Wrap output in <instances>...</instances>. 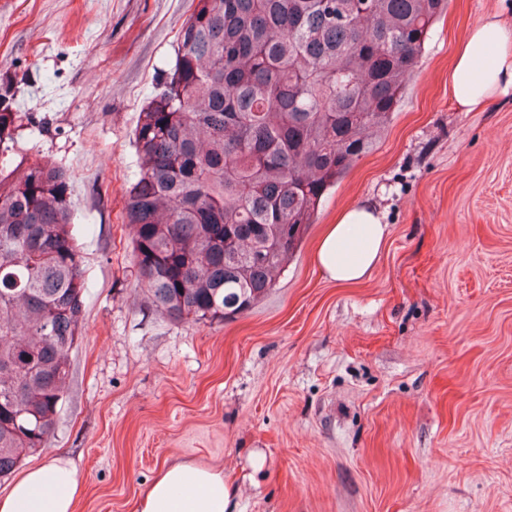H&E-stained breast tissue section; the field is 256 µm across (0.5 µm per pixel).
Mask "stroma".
<instances>
[{"mask_svg": "<svg viewBox=\"0 0 512 512\" xmlns=\"http://www.w3.org/2000/svg\"><path fill=\"white\" fill-rule=\"evenodd\" d=\"M191 0H0V87L27 118L0 151L70 183L87 294L73 379L44 449L75 512H132L157 469L223 470L235 512H512V96L458 111L467 31L512 0H449L375 149L330 192L250 310L170 321L124 221L141 110L176 61ZM369 203L388 226L368 278L314 260Z\"/></svg>", "mask_w": 512, "mask_h": 512, "instance_id": "obj_1", "label": "stroma"}]
</instances>
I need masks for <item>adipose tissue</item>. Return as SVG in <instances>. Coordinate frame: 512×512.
<instances>
[{
	"label": "adipose tissue",
	"mask_w": 512,
	"mask_h": 512,
	"mask_svg": "<svg viewBox=\"0 0 512 512\" xmlns=\"http://www.w3.org/2000/svg\"><path fill=\"white\" fill-rule=\"evenodd\" d=\"M492 68H485L487 54ZM512 91V26L490 17L475 25L457 47L451 92L459 111L468 112L488 99ZM387 235L374 206L342 209L328 225L316 253L325 277L351 286L369 277ZM81 482L63 456L31 468L0 497V512H74ZM234 489L221 470L191 461L162 466L139 494L134 512H232Z\"/></svg>",
	"instance_id": "1"
}]
</instances>
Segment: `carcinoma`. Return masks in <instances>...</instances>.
Segmentation results:
<instances>
[{"label":"carcinoma","instance_id":"cac0c4a2","mask_svg":"<svg viewBox=\"0 0 512 512\" xmlns=\"http://www.w3.org/2000/svg\"><path fill=\"white\" fill-rule=\"evenodd\" d=\"M135 130L133 257L172 320L252 308L375 146L448 0H192ZM22 115L0 96V144ZM66 173L0 162V479L45 446L86 292Z\"/></svg>","mask_w":512,"mask_h":512}]
</instances>
